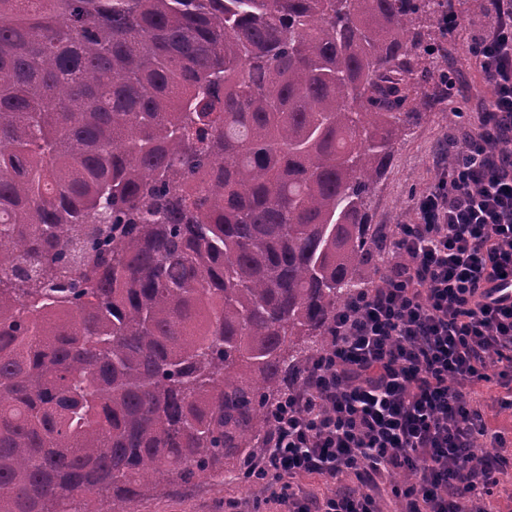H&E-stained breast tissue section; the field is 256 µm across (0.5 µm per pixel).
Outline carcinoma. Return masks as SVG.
<instances>
[{"label": "carcinoma", "instance_id": "obj_1", "mask_svg": "<svg viewBox=\"0 0 512 512\" xmlns=\"http://www.w3.org/2000/svg\"><path fill=\"white\" fill-rule=\"evenodd\" d=\"M452 0H0V512L248 480L364 287Z\"/></svg>", "mask_w": 512, "mask_h": 512}]
</instances>
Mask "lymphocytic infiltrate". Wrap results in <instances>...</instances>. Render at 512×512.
Here are the masks:
<instances>
[{
	"instance_id": "obj_1",
	"label": "lymphocytic infiltrate",
	"mask_w": 512,
	"mask_h": 512,
	"mask_svg": "<svg viewBox=\"0 0 512 512\" xmlns=\"http://www.w3.org/2000/svg\"><path fill=\"white\" fill-rule=\"evenodd\" d=\"M472 58L492 86L476 129L449 137L455 163L413 202L416 219L389 229L378 283L336 316L326 353L289 390L256 469L284 512H382L381 478L400 512H493V475L512 462L477 454L497 442L482 384L512 380V0H495ZM318 473L355 477L317 497L292 485Z\"/></svg>"
}]
</instances>
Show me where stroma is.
Segmentation results:
<instances>
[{
    "mask_svg": "<svg viewBox=\"0 0 512 512\" xmlns=\"http://www.w3.org/2000/svg\"><path fill=\"white\" fill-rule=\"evenodd\" d=\"M462 35L455 43L439 41L436 51L448 53V75L454 81L451 93L441 84L428 85L432 107L423 120L397 142L392 162L371 204L375 224H405L414 213L413 200L437 182L440 169L434 161L437 142L448 135L468 133L480 103L490 95L488 80L471 60L469 44L484 29L482 16L472 14L470 0H454ZM261 494L252 484L230 478L200 476L192 485L124 504V512H224V504L249 505Z\"/></svg>",
    "mask_w": 512,
    "mask_h": 512,
    "instance_id": "35a3bbf8",
    "label": "stroma"
}]
</instances>
